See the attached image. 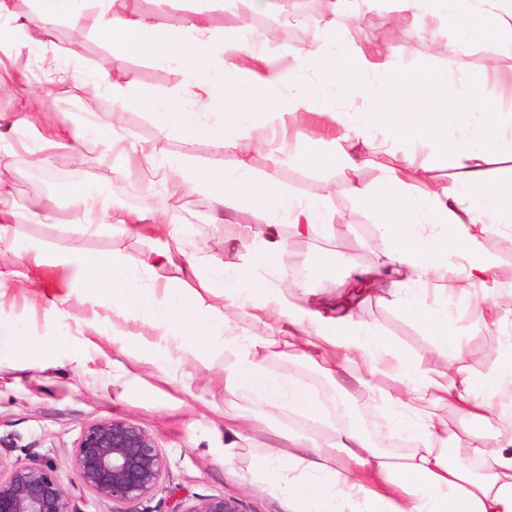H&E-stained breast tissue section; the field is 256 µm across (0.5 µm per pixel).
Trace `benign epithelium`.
<instances>
[{
	"label": "benign epithelium",
	"instance_id": "7a95c632",
	"mask_svg": "<svg viewBox=\"0 0 512 512\" xmlns=\"http://www.w3.org/2000/svg\"><path fill=\"white\" fill-rule=\"evenodd\" d=\"M84 487L102 499L137 501L161 480L163 461L152 436L127 421L109 419L84 428L71 458ZM0 512H79L52 466L14 463L0 470ZM183 512H240L238 503L208 498Z\"/></svg>",
	"mask_w": 512,
	"mask_h": 512
}]
</instances>
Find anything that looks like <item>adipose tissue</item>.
<instances>
[{"label": "adipose tissue", "mask_w": 512, "mask_h": 512, "mask_svg": "<svg viewBox=\"0 0 512 512\" xmlns=\"http://www.w3.org/2000/svg\"><path fill=\"white\" fill-rule=\"evenodd\" d=\"M396 19L427 31L440 18L455 22L458 47L493 40L500 53L512 57V0H395ZM82 28L84 16L76 0H47L35 15L15 22L13 36L0 39V53L21 45L40 44L59 18ZM313 38L307 47L268 55L265 38L243 28L214 37L202 22L173 28L162 15L104 10L97 22L98 38L111 44L116 65L135 54L170 65L188 84L185 94L158 99L134 82L113 81L114 109L134 106L152 112L158 133L148 144L130 143L161 181L177 182L189 194L203 192L211 204V219L223 225L227 240L250 250L249 258L227 262L197 251L185 225L164 215L114 209L99 201L84 213L82 227L121 224L127 230L167 238L161 259L122 254L89 258L71 246L24 250L31 275L26 294L61 311L64 299L44 288L48 271L76 281L97 306L113 318L138 321L142 331L135 349L113 334L112 348L133 352L136 359L160 375L177 372L184 359L207 366L212 354L228 356L224 389L265 402L271 408L266 428H275L292 413L327 424L325 440L281 432L283 448L252 449L258 479L285 499L287 512H512V430H499V403L512 402V331L504 330L503 309L493 296H483L479 316L490 330L503 332L492 374L469 370L468 352L457 342L442 294L468 295L474 283L486 282L493 263L481 249L487 234L512 232V167L489 178L491 158L512 155V114L501 112L496 97L481 80L471 81L472 111L461 115L458 95L446 69L408 70L397 64L387 47L351 46L333 20L311 21ZM336 113L344 128L343 141L308 139L293 159L312 170L340 169L351 193L376 219L378 232L391 245L387 264L348 266V280L373 279L404 317L431 336L448 368L434 372L399 350L390 336L363 327L350 311H337L321 298L304 305L289 298L283 256V230L316 237L331 230L321 200L293 197L275 172L258 177L247 162L256 147L249 130L261 127L270 113L294 119L317 111ZM104 132L113 139L125 135L113 113L90 127L54 130L39 135L26 150L39 162L52 153L85 146ZM186 140L211 138L233 149L238 162L217 172L173 154L170 133ZM357 141L374 153L390 154L412 142H429L425 160L402 155L372 188L361 187L363 159L348 148ZM460 170L450 186L424 182L433 170ZM263 214V224H237L241 211ZM186 268L198 280L164 278L165 267ZM224 299L223 309L207 304V296ZM262 324L266 333L251 335L239 324L236 311ZM87 369L101 347L93 336L74 346L65 339L33 342L24 329L0 321V355H20L28 367L46 369L59 350ZM298 350L335 388L332 399L321 398L301 378L272 373L268 362ZM383 373L395 381L379 393L383 420L411 442L410 451L394 462L362 434L353 420L337 423V409L347 408L357 395L370 391V379ZM453 410L468 424L455 435L434 407Z\"/></svg>", "instance_id": "ef3b65f1"}]
</instances>
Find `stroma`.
Masks as SVG:
<instances>
[{
	"instance_id": "1",
	"label": "stroma",
	"mask_w": 512,
	"mask_h": 512,
	"mask_svg": "<svg viewBox=\"0 0 512 512\" xmlns=\"http://www.w3.org/2000/svg\"><path fill=\"white\" fill-rule=\"evenodd\" d=\"M136 7L145 14L162 13L175 28L195 18L206 19L216 37L242 24L258 32L267 27L266 16L251 11L247 0H237L232 7L226 0H136ZM395 7L394 0H370L361 12L360 26L346 30L347 40L391 47L409 68H445L461 91L472 79L483 80L500 99L503 112L512 113V58L500 55L490 41L476 43L459 53L451 52L457 32L454 25L445 22L437 25L430 44L421 41L413 29L394 31L388 16ZM101 11L100 0H85L80 57L69 56L67 49L73 33L67 21L61 19L43 45L22 50L21 57L28 61L33 73L31 83H24L14 68H0V113L25 116V102L32 93L41 95L45 101L42 112L31 117L29 125L0 139V163L13 172L18 210L13 222L15 244L0 243V318L26 325L29 335L38 340L60 336L76 340L100 330L111 332L112 315L96 308L79 289L69 293L62 317L23 295L19 285L28 268L17 250L18 244L35 242L49 248L69 244L87 256L120 253L141 258L160 246L159 241L116 228L103 227L91 233L78 231L74 219L83 207L70 195L74 184H88L100 197L129 210L174 216L186 225L198 246L223 260L236 262L247 252L245 246L225 241L223 227L211 221L210 201L205 194L187 196L175 185L161 184L140 161L115 160L114 149L105 143L87 152L79 163L67 152H55L46 169L58 173L59 179L46 188L40 203L54 211L56 221L32 224L25 219L36 175L28 163L25 142L61 125L113 109L110 90L104 88L88 94L78 89L62 95L41 71L47 61L78 72L85 81L114 79L112 47L95 34ZM123 71L126 79L158 97L174 96L185 88L184 78L173 68L138 57L127 58ZM341 134V127L326 112L307 115L301 124L287 129L277 120L251 133L259 143L249 157L255 173L276 170L280 184L290 193L303 198L324 197L328 211L336 216L328 238H287L284 263L291 269L307 266L321 250L337 258L336 263L311 271L305 288L293 295L298 303L334 291L345 276L346 261L373 266L387 260V242L376 233L374 218L348 193L343 173L337 169L309 170L288 157L289 152L302 146L304 137L333 138ZM270 140L281 144L284 150L276 166L272 165L266 147ZM169 147L217 171L238 160L233 150L208 138L186 142L174 134ZM481 247L494 264L488 291L512 294V236L490 234L482 240ZM448 307L458 313V342L473 354L470 371L478 375L488 373L495 365L500 336L484 329L459 299H449ZM355 317L362 325L391 336L399 348L417 356L428 369L440 371L446 367V359L433 353L425 331L408 321L387 299L372 297L356 307ZM224 363V355L217 354L212 357L210 368L187 363L176 379L166 380L125 355L117 356L108 375L81 372L64 358L56 367L34 370L16 359L1 357L0 461L8 465H53L81 512H185L187 507L212 497L236 500L241 512H285L282 498L255 479L249 442L239 441L233 456L224 454L225 418L254 419L267 413L261 402H248L225 393ZM128 371L139 376L142 386L153 389V398H142L137 389L127 385L124 374ZM106 419L125 420L146 430L162 455L160 483L140 500L116 502L95 497L83 488L71 465L73 447L83 429Z\"/></svg>"
}]
</instances>
